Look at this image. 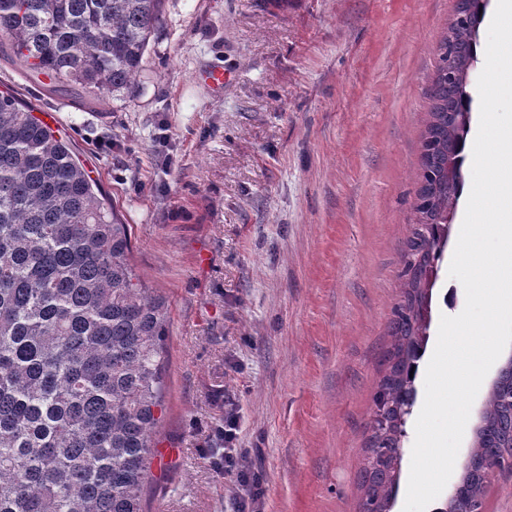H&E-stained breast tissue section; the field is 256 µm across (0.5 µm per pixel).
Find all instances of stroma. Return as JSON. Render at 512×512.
I'll use <instances>...</instances> for the list:
<instances>
[{
    "label": "stroma",
    "instance_id": "obj_1",
    "mask_svg": "<svg viewBox=\"0 0 512 512\" xmlns=\"http://www.w3.org/2000/svg\"><path fill=\"white\" fill-rule=\"evenodd\" d=\"M456 0H164L140 72L92 108L0 59L128 224L168 306L145 512H233L200 449L235 409L263 512H359L400 298L434 48ZM223 67L216 92L200 79ZM463 212L431 292L435 347Z\"/></svg>",
    "mask_w": 512,
    "mask_h": 512
}]
</instances>
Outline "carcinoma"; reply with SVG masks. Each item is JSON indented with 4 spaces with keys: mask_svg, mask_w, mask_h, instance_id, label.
Masks as SVG:
<instances>
[{
    "mask_svg": "<svg viewBox=\"0 0 512 512\" xmlns=\"http://www.w3.org/2000/svg\"><path fill=\"white\" fill-rule=\"evenodd\" d=\"M490 0H457L415 173L401 297L369 411L360 512H391L430 326L429 291L465 185L463 168ZM162 0H0V57L53 94L121 92L137 76ZM67 143L0 91V512H143L163 414L168 308L128 262L130 236ZM512 364L488 391L471 452L436 512H484L512 468Z\"/></svg>",
    "mask_w": 512,
    "mask_h": 512,
    "instance_id": "obj_1",
    "label": "carcinoma"
}]
</instances>
